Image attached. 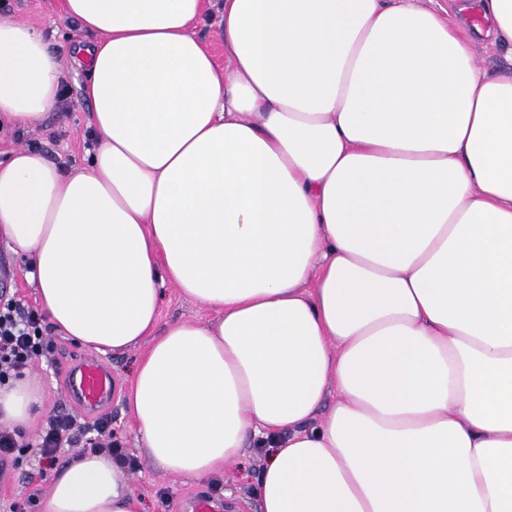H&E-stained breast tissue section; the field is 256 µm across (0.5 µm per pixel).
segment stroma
Masks as SVG:
<instances>
[{
	"mask_svg": "<svg viewBox=\"0 0 512 512\" xmlns=\"http://www.w3.org/2000/svg\"><path fill=\"white\" fill-rule=\"evenodd\" d=\"M11 20L25 22L40 31L55 49L89 39L76 22L61 18L60 0H0V21ZM85 79L82 69L66 68L67 94L56 110L20 132L1 128L0 159L16 148L34 147L65 168H82L86 151L93 143L89 126L91 109L82 97ZM25 270V263L0 241V289H7L23 303L34 306L38 303L37 290L29 282ZM86 352V347L56 335L52 338L51 352L30 370V378L44 390L45 415L25 429L29 446L19 452L17 460L0 462V512H11L13 504L24 503L29 494L41 496L47 493L56 465L78 455V448H65L49 462L41 459L31 447L44 428L47 416L60 411L78 415L90 423L101 419L109 421L113 442L137 460L136 467L129 470L128 478L144 503L145 512H192L189 503L199 495L221 500L227 512H259L255 485L263 461L260 441H253L250 448L244 449L236 461L227 464L222 473L203 481L157 473L140 455L136 423L122 399L144 352L143 347L102 355V362L112 373V402L94 411L82 408L70 396L68 379L60 371L62 365L76 363Z\"/></svg>",
	"mask_w": 512,
	"mask_h": 512,
	"instance_id": "stroma-1",
	"label": "stroma"
}]
</instances>
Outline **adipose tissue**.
Segmentation results:
<instances>
[{
    "label": "adipose tissue",
    "instance_id": "1",
    "mask_svg": "<svg viewBox=\"0 0 512 512\" xmlns=\"http://www.w3.org/2000/svg\"><path fill=\"white\" fill-rule=\"evenodd\" d=\"M512 47V0H478ZM467 0H61L99 135L82 170L0 160V236L54 332L145 345L125 399L156 471L268 454L261 512H512V71ZM59 51L0 23V123L57 102ZM210 309L160 324L165 285ZM38 388H0L29 424ZM41 512H143L87 452ZM210 2V3H209ZM207 2L205 19L197 28L198 37L204 42L212 53L216 64L224 68V43L217 37L219 15L218 1ZM473 51L477 63L489 74H495L511 66V53L507 48L493 45L490 39L475 33Z\"/></svg>",
    "mask_w": 512,
    "mask_h": 512
}]
</instances>
